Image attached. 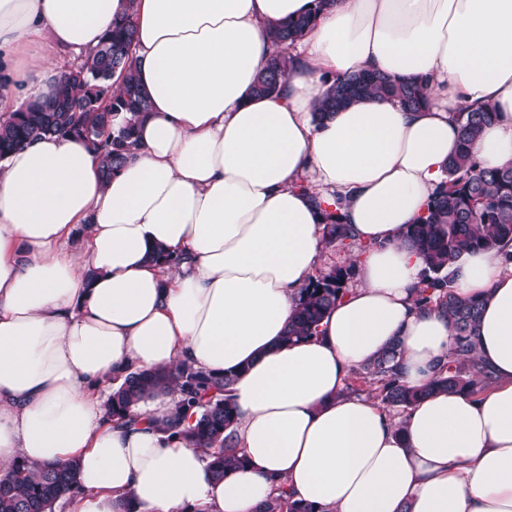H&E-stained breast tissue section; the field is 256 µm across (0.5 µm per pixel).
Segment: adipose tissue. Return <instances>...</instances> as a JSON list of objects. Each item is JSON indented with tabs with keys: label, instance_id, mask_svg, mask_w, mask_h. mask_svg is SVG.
<instances>
[{
	"label": "adipose tissue",
	"instance_id": "adipose-tissue-1",
	"mask_svg": "<svg viewBox=\"0 0 512 512\" xmlns=\"http://www.w3.org/2000/svg\"><path fill=\"white\" fill-rule=\"evenodd\" d=\"M316 3L0 0V116L52 93L130 11L151 101L111 178L76 135L0 159V467L76 462L70 512H257L282 484L317 512H512V260L454 267L457 292L484 299L489 388L397 419L346 392L392 344L411 386L455 345L416 301L424 264L403 234L447 178L459 115L495 107L473 153L512 163V0ZM310 14L296 68L254 95L277 56L269 26ZM359 71L421 79L428 103L370 96L316 121L322 75ZM333 216L364 247L357 283L316 336L282 343ZM183 363L238 373L246 464L220 481L205 450L161 430L175 396L141 401L128 425L103 406L105 383Z\"/></svg>",
	"mask_w": 512,
	"mask_h": 512
}]
</instances>
